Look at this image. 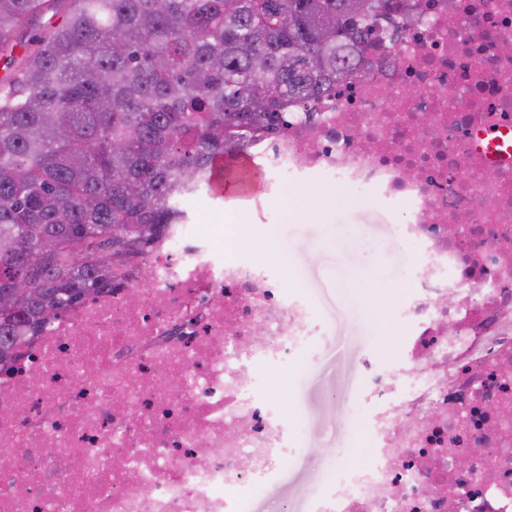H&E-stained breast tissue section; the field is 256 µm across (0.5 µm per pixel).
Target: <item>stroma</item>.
<instances>
[{"mask_svg":"<svg viewBox=\"0 0 512 512\" xmlns=\"http://www.w3.org/2000/svg\"><path fill=\"white\" fill-rule=\"evenodd\" d=\"M245 204L247 223L226 253L258 257L275 251L271 265L288 272V283L314 308L326 333L298 367L274 369L268 390L295 418L296 453L266 486L247 495V512H309L314 494L336 474L340 459L366 458L358 427L363 384L361 360L390 362L399 353L402 327L396 316L413 258L401 243L400 213L348 191L319 185L275 189L270 174Z\"/></svg>","mask_w":512,"mask_h":512,"instance_id":"stroma-1","label":"stroma"}]
</instances>
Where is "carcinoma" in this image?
<instances>
[{"label":"carcinoma","mask_w":512,"mask_h":512,"mask_svg":"<svg viewBox=\"0 0 512 512\" xmlns=\"http://www.w3.org/2000/svg\"><path fill=\"white\" fill-rule=\"evenodd\" d=\"M65 5L34 48L17 30ZM392 0H0V363L112 287L113 258L148 253L187 198L211 191L213 162L277 130L352 66ZM332 31L329 43L322 33Z\"/></svg>","instance_id":"1"}]
</instances>
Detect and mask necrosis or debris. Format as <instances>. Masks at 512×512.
I'll list each match as a JSON object with an SVG mask.
<instances>
[{"instance_id":"necrosis-or-debris-1","label":"necrosis or debris","mask_w":512,"mask_h":512,"mask_svg":"<svg viewBox=\"0 0 512 512\" xmlns=\"http://www.w3.org/2000/svg\"><path fill=\"white\" fill-rule=\"evenodd\" d=\"M379 26L244 149L277 181L407 215L401 352L363 362L370 453L310 512H512V162L471 143L512 132V0H395ZM221 232L177 225L22 349L0 378V512H245L284 465L293 424L265 374L298 365L319 324Z\"/></svg>"}]
</instances>
